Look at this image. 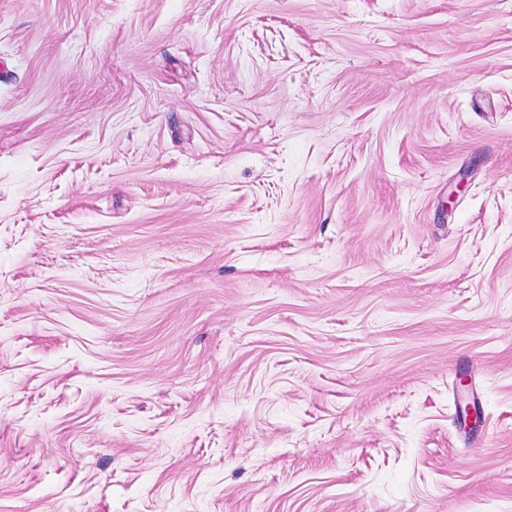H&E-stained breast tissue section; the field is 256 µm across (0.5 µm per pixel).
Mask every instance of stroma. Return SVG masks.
Wrapping results in <instances>:
<instances>
[{
  "label": "stroma",
  "instance_id": "stroma-1",
  "mask_svg": "<svg viewBox=\"0 0 512 512\" xmlns=\"http://www.w3.org/2000/svg\"><path fill=\"white\" fill-rule=\"evenodd\" d=\"M0 512H512V0H0Z\"/></svg>",
  "mask_w": 512,
  "mask_h": 512
}]
</instances>
